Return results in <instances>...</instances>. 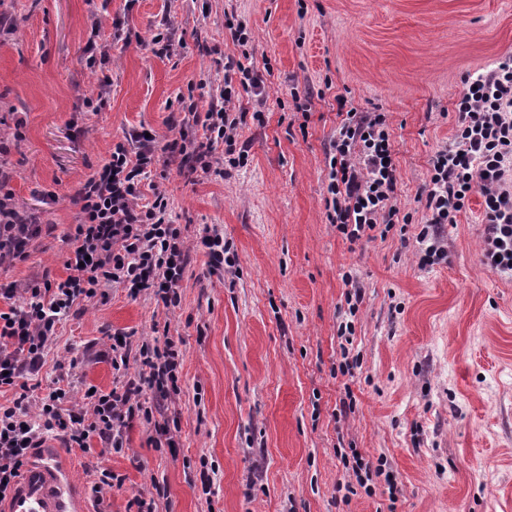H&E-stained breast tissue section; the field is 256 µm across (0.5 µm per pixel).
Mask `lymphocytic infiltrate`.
Wrapping results in <instances>:
<instances>
[{
    "label": "lymphocytic infiltrate",
    "instance_id": "f902f5d3",
    "mask_svg": "<svg viewBox=\"0 0 512 512\" xmlns=\"http://www.w3.org/2000/svg\"><path fill=\"white\" fill-rule=\"evenodd\" d=\"M262 80L252 68L230 61L224 65V105L199 114L193 97H180L182 125L201 124L204 141L137 133L133 143L113 146L109 160L91 174L73 201L80 206L79 222L70 236L71 251L64 262L66 278L42 277L20 291L1 288L8 300L0 310V388L18 386L21 379L39 374L45 353L57 336L62 317L77 303L96 297L99 290L121 286L131 295L151 292L165 308L178 307L180 286L189 257L187 241L167 214L168 200L152 178L156 155L179 174L219 172L244 160L236 131L246 119L259 122L262 112L238 110L240 92L257 91ZM457 125L452 143L431 160L425 197L426 221L418 234L425 248L422 263L447 255L440 228L456 223L473 194H481L486 224L484 257L501 271H512V54L495 67L467 75L456 103ZM395 151L380 112L348 110L329 154L333 199L329 218L349 241L361 239L377 225H393L399 211L392 199L397 189ZM9 174L0 167V260L24 259L32 239L41 232L36 217L18 214L6 186ZM152 202H145L144 189ZM182 352L174 340L163 345L143 341L139 348L142 375L122 382L110 392H93L82 403L64 407L67 392L56 388L38 399L21 393L11 405L0 404V495L9 496L31 449L57 435L67 447L87 450L98 438L103 452L124 453V429L136 414L153 420L159 438L175 447L169 421H154L165 400L178 391ZM152 391L153 404L142 396Z\"/></svg>",
    "mask_w": 512,
    "mask_h": 512
}]
</instances>
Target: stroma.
<instances>
[{"mask_svg": "<svg viewBox=\"0 0 512 512\" xmlns=\"http://www.w3.org/2000/svg\"><path fill=\"white\" fill-rule=\"evenodd\" d=\"M0 11L15 23L0 35L13 204L53 227L25 260L0 262V288L65 277L79 212L70 197L113 145L143 129L168 134L178 95L193 93L201 113L223 107L226 60L264 81L240 99L265 114L238 128L246 165L162 184L192 246L179 307L122 288L80 302L29 391L48 393L57 363L73 359L74 401L110 392L118 374L103 351L118 333L137 345L161 326L180 344L175 448L156 447L138 417L126 453L101 454L95 438L89 451L64 450L88 512H130L160 486L161 512H512V275L485 261L481 196L448 227L441 263L420 265L416 242L465 76L512 52V0H0ZM228 14L246 24L247 47L225 29ZM116 20L131 41L112 48L108 102L95 112L87 46L111 39ZM165 21L181 46L157 57L142 44ZM304 93L306 116L294 101ZM342 102L385 113L396 205L411 218L353 243L328 220ZM207 227L234 266H210L197 246ZM356 454L384 467L373 494L347 466ZM100 469L122 485L94 493Z\"/></svg>", "mask_w": 512, "mask_h": 512, "instance_id": "stroma-1", "label": "stroma"}]
</instances>
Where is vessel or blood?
Listing matches in <instances>:
<instances>
[{"label":"vessel or blood","mask_w":512,"mask_h":512,"mask_svg":"<svg viewBox=\"0 0 512 512\" xmlns=\"http://www.w3.org/2000/svg\"><path fill=\"white\" fill-rule=\"evenodd\" d=\"M0 512H82L72 473L58 464L56 449H42L25 467Z\"/></svg>","instance_id":"vessel-or-blood-1"}]
</instances>
